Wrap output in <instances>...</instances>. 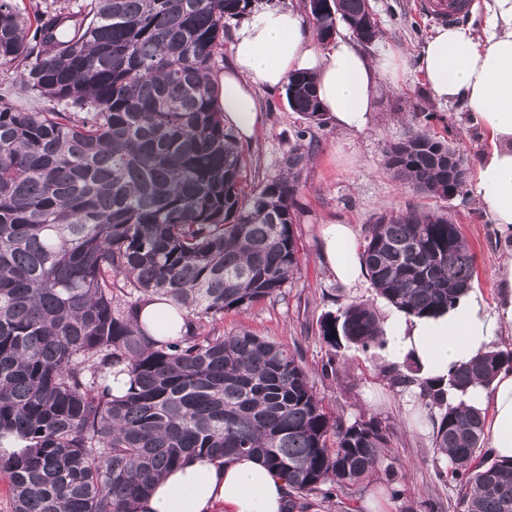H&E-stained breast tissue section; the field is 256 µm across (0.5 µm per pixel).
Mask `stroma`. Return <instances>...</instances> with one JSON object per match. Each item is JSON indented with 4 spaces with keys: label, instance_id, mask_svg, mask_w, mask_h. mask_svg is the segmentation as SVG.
I'll return each mask as SVG.
<instances>
[{
    "label": "stroma",
    "instance_id": "stroma-1",
    "mask_svg": "<svg viewBox=\"0 0 512 512\" xmlns=\"http://www.w3.org/2000/svg\"><path fill=\"white\" fill-rule=\"evenodd\" d=\"M380 33L363 45L368 56L388 46L398 64L388 88L380 92L367 128L343 133L323 121L314 133L318 145L301 179L296 197V235L300 268L280 296L261 302L246 312H226L217 328L227 334L247 329L284 344L305 367L316 393L326 407L346 420L360 416L378 418L389 435L388 452L402 476L400 497L377 479L359 484L352 494L322 503L312 512H429L428 502L455 499L453 485L436 482V456L432 435L406 410L391 372L408 373V363H387L379 348L365 351L342 347V370L335 379L323 378L321 368L332 352L321 334L325 314L337 313L352 302L381 311L383 300L372 285L345 288L328 275L319 262L318 227L328 222L354 224L367 230L381 215L407 208L448 213L459 224L475 255V287L487 303H495L493 284L497 251L489 217L478 208L473 184L448 199L431 197L395 179L386 165L385 149L409 132L426 130L452 142L469 170H476L488 145L487 135L470 125L466 108L458 102L434 101L419 70L421 48L438 22L420 13L416 0H370ZM262 126L243 150L262 176L279 174L295 133L305 127L300 113L291 111L284 92L258 91Z\"/></svg>",
    "mask_w": 512,
    "mask_h": 512
}]
</instances>
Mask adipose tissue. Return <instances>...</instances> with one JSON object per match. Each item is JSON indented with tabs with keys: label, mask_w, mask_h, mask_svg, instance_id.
<instances>
[{
	"label": "adipose tissue",
	"mask_w": 512,
	"mask_h": 512,
	"mask_svg": "<svg viewBox=\"0 0 512 512\" xmlns=\"http://www.w3.org/2000/svg\"><path fill=\"white\" fill-rule=\"evenodd\" d=\"M482 30L448 25L436 29L420 54V72L433 99L462 103L469 121L482 128L490 147L477 169L475 194L490 217L498 243L497 301L488 305L479 289L434 316H413L393 305L383 308L381 328L388 361H415L420 371L404 399L421 403L426 387L449 376L478 352L492 349L512 332V0H485ZM231 64L212 80L217 109L239 138L254 136L260 120L256 91L274 92L298 71L315 75L320 108L337 130H364L374 110L391 54L368 58L352 44L335 39L313 45L299 12L253 0L233 29ZM319 260L346 288L367 277L355 225L329 223L319 230ZM446 400L490 408V454L512 459V371L499 373L490 388ZM288 486L262 460L242 456L223 463L194 456L170 471L138 506V512H285Z\"/></svg>",
	"instance_id": "obj_1"
}]
</instances>
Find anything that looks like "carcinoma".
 Instances as JSON below:
<instances>
[{
	"instance_id": "1",
	"label": "carcinoma",
	"mask_w": 512,
	"mask_h": 512,
	"mask_svg": "<svg viewBox=\"0 0 512 512\" xmlns=\"http://www.w3.org/2000/svg\"><path fill=\"white\" fill-rule=\"evenodd\" d=\"M251 0H90L74 11L0 0V75L44 99L28 112L0 97V453L10 512H136L185 456L253 455L289 488L288 512H309L374 475L400 495L388 434L374 417L328 412L296 355L241 329L228 311L281 294L299 268L294 205L315 136L296 133L283 170L246 192L249 166L215 109L210 80L224 19ZM364 0L312 13L318 34L354 29ZM288 107L320 121L314 78L293 75ZM394 175L449 199L468 172L448 141L410 133L386 150ZM377 294L413 314L452 305L472 286L475 257L443 212L379 217L364 238ZM160 297L184 332L150 331ZM338 352L383 344L373 309L352 302L320 322ZM512 350L476 354L448 379L488 387ZM130 386L112 394V373ZM424 407L436 479L455 484L453 512H512V461L483 448L484 413Z\"/></svg>"
}]
</instances>
